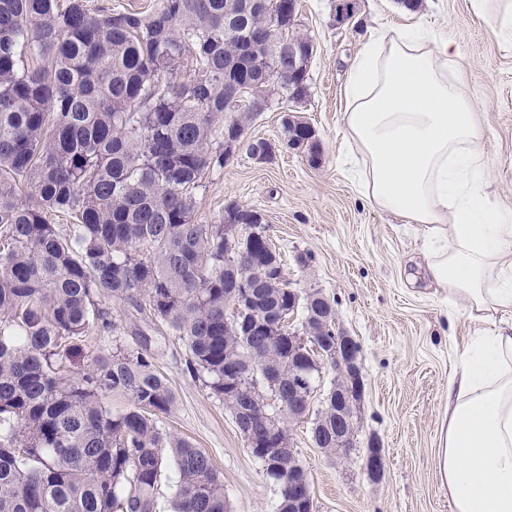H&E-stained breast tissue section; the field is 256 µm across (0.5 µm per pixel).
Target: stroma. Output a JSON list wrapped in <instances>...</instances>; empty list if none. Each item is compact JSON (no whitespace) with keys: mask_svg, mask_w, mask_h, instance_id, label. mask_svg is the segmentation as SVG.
Wrapping results in <instances>:
<instances>
[{"mask_svg":"<svg viewBox=\"0 0 512 512\" xmlns=\"http://www.w3.org/2000/svg\"><path fill=\"white\" fill-rule=\"evenodd\" d=\"M298 9L300 28L314 44L308 95L256 117L247 138L268 142L271 155L259 161L243 147L224 168L207 174L197 191V219L219 223L231 203L260 212L294 288L330 298L337 331L360 346L363 392L353 451L326 455L312 443L308 420L287 423L317 512H450L437 471L438 438L447 424L455 351L474 327L463 301L448 302L424 280L419 226L372 209L337 165L344 150L342 89L373 29L420 21L441 31L456 49L476 111L486 118L493 198L512 208V48L495 39L470 0H421L413 11L399 0H355L352 18L343 23L336 19V0H299ZM289 115L313 128L317 160L282 146ZM300 253L310 254L308 265H296ZM116 318L124 329L91 330L73 369L118 345L148 346L176 396L166 429L210 456L232 512H274L277 487L223 403L188 373L182 342L149 312L120 309ZM374 442L385 457L377 479L365 468Z\"/></svg>","mask_w":512,"mask_h":512,"instance_id":"35a3bbf8","label":"stroma"}]
</instances>
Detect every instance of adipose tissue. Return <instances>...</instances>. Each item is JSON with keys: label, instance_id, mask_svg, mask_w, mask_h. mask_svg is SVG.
Segmentation results:
<instances>
[{"label": "adipose tissue", "instance_id": "ef3b65f1", "mask_svg": "<svg viewBox=\"0 0 512 512\" xmlns=\"http://www.w3.org/2000/svg\"><path fill=\"white\" fill-rule=\"evenodd\" d=\"M512 46V0H471ZM345 164L372 208L422 227L431 285L475 323L448 378L438 472L451 512H512V209L450 41L423 24L376 29L345 86Z\"/></svg>", "mask_w": 512, "mask_h": 512}]
</instances>
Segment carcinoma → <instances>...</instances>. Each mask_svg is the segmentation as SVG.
<instances>
[{
  "mask_svg": "<svg viewBox=\"0 0 512 512\" xmlns=\"http://www.w3.org/2000/svg\"><path fill=\"white\" fill-rule=\"evenodd\" d=\"M248 0H159L152 11L93 10L85 0H0V512H156L164 472L172 512H229L209 455L164 428L175 406L142 349L118 347L66 375L77 341L117 329L105 303L149 310L188 351L187 367L235 416L288 512V434L261 419L257 379L288 399V330L275 343L238 334L236 285L266 323L305 318L308 300L272 281L264 246L229 263L224 224L196 219L203 177L224 168L236 85L300 102L311 39ZM302 53L288 77V45ZM281 143L314 158L310 126ZM238 392L224 396V355ZM311 429L329 422L323 384ZM127 397L111 410L108 392Z\"/></svg>",
  "mask_w": 512,
  "mask_h": 512,
  "instance_id": "carcinoma-1",
  "label": "carcinoma"
}]
</instances>
